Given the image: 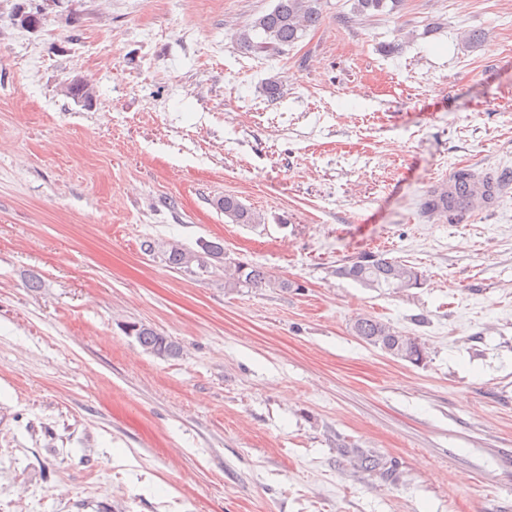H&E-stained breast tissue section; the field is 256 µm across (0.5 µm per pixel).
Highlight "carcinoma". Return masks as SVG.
Returning a JSON list of instances; mask_svg holds the SVG:
<instances>
[{"instance_id":"carcinoma-1","label":"carcinoma","mask_w":512,"mask_h":512,"mask_svg":"<svg viewBox=\"0 0 512 512\" xmlns=\"http://www.w3.org/2000/svg\"><path fill=\"white\" fill-rule=\"evenodd\" d=\"M403 0H354L352 13L356 17L392 14L399 10ZM322 0H277L273 9L236 33L237 43L246 50L279 53L292 46L306 33L319 25L322 19ZM216 207L233 224H259L262 216L246 207L236 197L226 195L216 201ZM164 261L173 269H189L197 264L201 269L224 267V288L238 291L242 288L299 289L301 284L281 279L264 268L249 263L228 265L224 246L205 242L194 251L172 243L164 251ZM336 274L349 278L366 288H391L396 292L423 285L422 274L415 267L382 254L365 253L356 260L336 269ZM356 336L391 356L413 364L425 358L424 347L413 336L404 335L384 322L370 317L357 319L353 326ZM125 333L135 337L145 352L156 357H175L180 346L171 337L143 323H130Z\"/></svg>"}]
</instances>
